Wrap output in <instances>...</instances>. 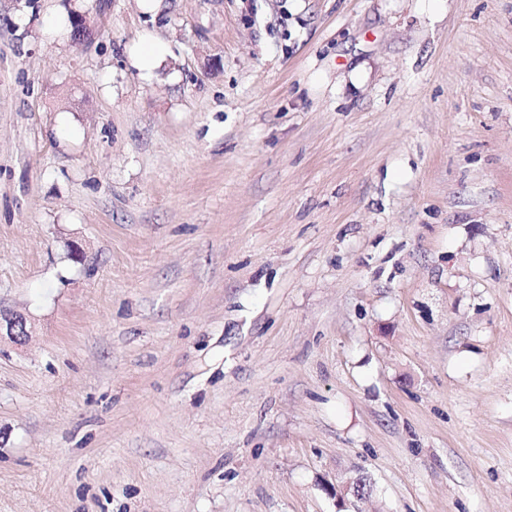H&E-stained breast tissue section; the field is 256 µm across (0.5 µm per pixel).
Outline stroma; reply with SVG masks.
<instances>
[{"label": "stroma", "instance_id": "stroma-1", "mask_svg": "<svg viewBox=\"0 0 512 512\" xmlns=\"http://www.w3.org/2000/svg\"><path fill=\"white\" fill-rule=\"evenodd\" d=\"M0 309V512H512V0H0Z\"/></svg>", "mask_w": 512, "mask_h": 512}]
</instances>
